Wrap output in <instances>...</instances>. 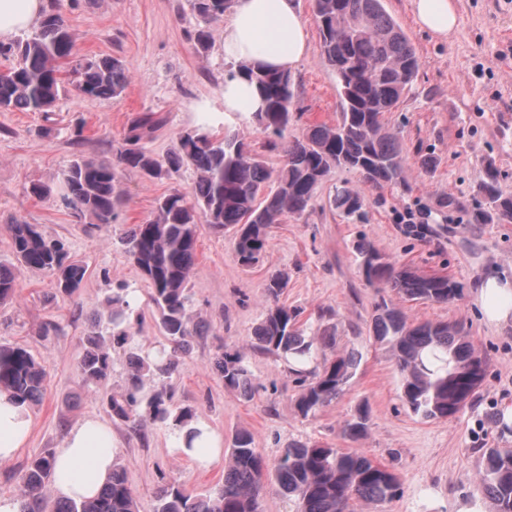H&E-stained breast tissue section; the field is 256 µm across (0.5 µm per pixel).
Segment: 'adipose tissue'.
I'll return each mask as SVG.
<instances>
[{"label":"adipose tissue","instance_id":"1","mask_svg":"<svg viewBox=\"0 0 512 512\" xmlns=\"http://www.w3.org/2000/svg\"><path fill=\"white\" fill-rule=\"evenodd\" d=\"M45 0H0V42L6 43L39 20ZM420 28L448 39L456 29L455 0H411ZM224 58L233 63L292 70L309 51L306 24L296 0H234L224 24ZM262 100L242 76L224 79V113L247 118L261 111ZM478 304L492 323L512 322V281L486 276L478 286ZM32 416L26 406L0 393V462L10 460L27 440ZM111 428L97 419L71 427L54 451V490L61 499L93 497L116 461Z\"/></svg>","mask_w":512,"mask_h":512}]
</instances>
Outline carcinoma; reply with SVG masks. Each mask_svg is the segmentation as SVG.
Masks as SVG:
<instances>
[{"label":"carcinoma","mask_w":512,"mask_h":512,"mask_svg":"<svg viewBox=\"0 0 512 512\" xmlns=\"http://www.w3.org/2000/svg\"><path fill=\"white\" fill-rule=\"evenodd\" d=\"M64 0H54L37 29L0 55L18 63L0 72V111L47 112L65 90L63 75L83 97L102 103L122 95L129 68L124 59L78 56L63 16ZM199 20L197 49L206 51L213 26L224 18L232 0H190ZM322 54L336 77L340 113L334 124L311 126L300 137L288 136L297 110L291 74L245 64L230 65L227 75L240 74L255 84L265 108L251 120L267 134L266 148L282 153L279 168L245 142L238 130L224 128L218 138L208 123L179 134L162 158L143 143L145 133L164 124L156 112H143L131 121L113 146L115 162L78 157L62 171L61 196L79 216H92L110 227L121 204L118 171H134L147 180L162 179L190 168L196 179L187 192L157 199L153 216L120 230L117 243L140 272L150 290L156 326L166 345L151 357L134 342L131 319L134 297L127 287L106 297L109 333L96 319L87 333L79 372L87 385H96L112 372L111 349H126L128 386L107 397L112 417L139 432L146 421L171 431L187 448L201 431L195 413L178 407L169 379L196 336L210 323L191 315L190 277L197 260V240L203 224L216 232L234 230V250L245 267L253 265L268 243L269 229L289 216H301L312 205L317 187L333 167L359 173L373 188L404 181L405 156L399 137L389 132L385 114L393 111L420 68L417 53L382 0H313ZM499 172L489 166L479 184L482 202L467 209L454 196L440 200L450 211L465 212L472 224H512V196L499 186ZM331 205L347 216H362L361 196L346 186L336 188ZM17 264L0 265V303L14 298L21 271H44L53 277L63 297L73 296L86 269L70 259L65 243L42 234L35 224L10 225ZM357 268L366 283L392 288L408 301L444 304L459 299L460 284L446 275H425L412 267L384 260L361 239L355 245ZM288 274L268 272L266 304L253 332L251 348L288 364L300 392L295 408L307 418L341 397L356 376L362 355L355 349L334 354L322 365L318 356L336 342V326L313 329L299 320L302 311L280 301ZM374 339L389 346L400 374L402 397L409 411L423 420H448L472 399L485 376V362L465 339L459 324L408 322L404 314L381 299L372 318ZM214 367L245 398L255 391L245 357L221 351ZM45 371L23 346L0 345V392L19 404L38 402L44 395ZM368 404L358 405L343 421L341 435L356 442L369 430ZM53 453L33 457L19 475L15 499L19 512H137L124 470L92 499L50 501ZM276 487L290 512H351L355 500L373 503L398 495L400 480L391 469L356 451L318 444L292 443L284 448L274 470H266L251 435L238 431L230 448L224 482L201 492L176 484L161 487L153 512H260L268 487ZM481 493L495 512H512V448H486Z\"/></svg>","instance_id":"obj_1"}]
</instances>
